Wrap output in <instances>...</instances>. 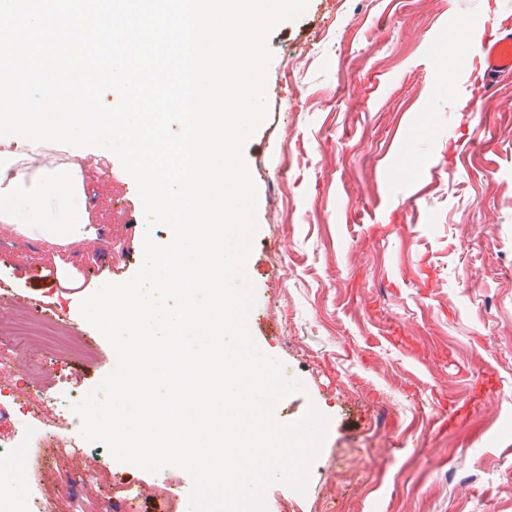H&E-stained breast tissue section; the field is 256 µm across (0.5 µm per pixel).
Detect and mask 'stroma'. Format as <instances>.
Segmentation results:
<instances>
[{
	"label": "stroma",
	"instance_id": "35a3bbf8",
	"mask_svg": "<svg viewBox=\"0 0 512 512\" xmlns=\"http://www.w3.org/2000/svg\"><path fill=\"white\" fill-rule=\"evenodd\" d=\"M492 17L512 27V0H310L270 38V116L245 149L258 188L248 328L305 387L277 420L313 406L330 426L305 492L273 484L267 512H512V79L474 100L469 51H443ZM85 164L97 241L54 257L0 234V284L78 327L57 274L92 291L143 263L144 230L125 222L142 206L135 183L109 151ZM44 355L50 411L116 365L93 328L81 351ZM80 427L60 431L68 455L35 471L13 461L44 512H112L130 492L146 512L160 498L182 512L186 472L117 462ZM85 467L86 489L58 484Z\"/></svg>",
	"mask_w": 512,
	"mask_h": 512
}]
</instances>
